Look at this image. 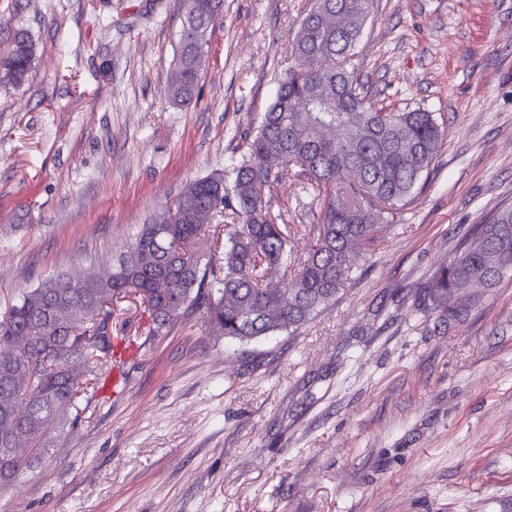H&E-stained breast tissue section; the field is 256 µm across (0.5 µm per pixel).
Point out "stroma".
<instances>
[{
    "label": "stroma",
    "instance_id": "stroma-1",
    "mask_svg": "<svg viewBox=\"0 0 512 512\" xmlns=\"http://www.w3.org/2000/svg\"><path fill=\"white\" fill-rule=\"evenodd\" d=\"M309 0H224L199 96L172 104L181 0H0L41 52L0 83V313L23 290L108 269L141 224L238 155L292 65ZM371 101L434 112L445 144L335 307L296 333L239 342L202 312L138 338L100 397L0 512H512V276L465 320L414 292L497 206L512 204V0H375L355 49ZM311 191L271 213L304 245Z\"/></svg>",
    "mask_w": 512,
    "mask_h": 512
}]
</instances>
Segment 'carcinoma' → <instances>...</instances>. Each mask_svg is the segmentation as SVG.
<instances>
[{"instance_id":"obj_1","label":"carcinoma","mask_w":512,"mask_h":512,"mask_svg":"<svg viewBox=\"0 0 512 512\" xmlns=\"http://www.w3.org/2000/svg\"><path fill=\"white\" fill-rule=\"evenodd\" d=\"M224 0H182L184 21L167 93L175 105L197 95L208 31ZM374 0H312L292 42L296 64L257 127L241 136L240 158L189 183L139 228L112 271L59 274L22 293L0 315V487L32 458L16 449L53 447L52 423L75 425L85 396L101 391L104 366L126 341L112 335L114 309L127 299L149 313L153 333L203 312L216 336L249 342L294 333L336 305L355 261L374 252L398 223L445 140L436 114L368 100L354 48ZM38 47L18 31L0 58V78L28 79ZM306 103L309 110L295 108ZM294 180L320 201L317 232L295 252L286 224L270 215L278 187ZM512 271V204L461 240L418 290L414 308L441 323L471 310L477 281L495 287Z\"/></svg>"}]
</instances>
